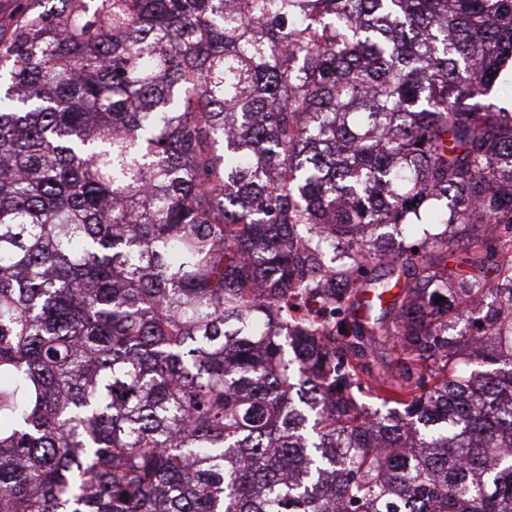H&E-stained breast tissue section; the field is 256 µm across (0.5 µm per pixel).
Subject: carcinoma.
<instances>
[{"instance_id":"cac0c4a2","label":"carcinoma","mask_w":512,"mask_h":512,"mask_svg":"<svg viewBox=\"0 0 512 512\" xmlns=\"http://www.w3.org/2000/svg\"><path fill=\"white\" fill-rule=\"evenodd\" d=\"M14 3L0 512H512V0Z\"/></svg>"}]
</instances>
